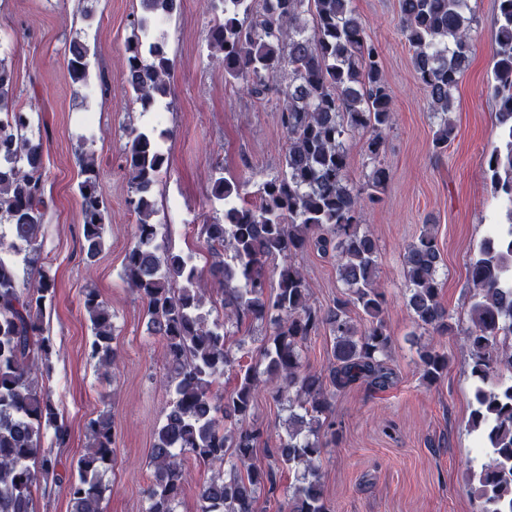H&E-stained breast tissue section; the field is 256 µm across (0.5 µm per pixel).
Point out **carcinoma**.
<instances>
[{
  "mask_svg": "<svg viewBox=\"0 0 512 512\" xmlns=\"http://www.w3.org/2000/svg\"><path fill=\"white\" fill-rule=\"evenodd\" d=\"M219 9L208 32L222 53L224 78L263 98L278 94L280 125L288 140L282 170L263 182L257 202L249 203L242 184L214 178L213 197L224 202V218L201 226L200 234L216 261L211 276L220 285L222 318L208 322L201 312L209 293L189 259L157 243L151 223L153 184L168 166L150 132L131 131L125 155L135 196L129 205L138 220L134 243L124 259V276L145 306L153 335L163 340L166 373L159 383L172 392L156 430L149 465L153 481L145 512H176L187 482L183 458L213 469L199 492L198 512H260V493L276 490L273 467L255 465L268 430L252 422L261 390L279 400L288 394L286 435L268 449L275 462L295 474L278 512H331L317 465L322 448L336 438L332 410L336 394L353 384L375 389L392 385V336L383 319L384 294L377 283L378 244L359 230L358 218L389 180L381 156L382 131L393 122L392 93L384 77L382 53L368 39L352 0H215ZM401 30L413 49V63L432 111L441 116L433 150L448 148L454 126L448 120L453 91L473 51L474 14L469 0H399ZM145 15L134 26L145 33L153 17L175 12L173 0H142ZM499 50L489 84L500 138L483 157L494 195L508 205V228L484 238L467 266L470 324L463 330L471 370L482 383L474 392L471 431L478 434L489 461L472 472L481 512H512V0H498ZM127 82L134 101L146 109L167 95L173 62L166 46L139 36L127 41ZM71 79H88V46L69 45ZM28 113L14 105V78L0 60V512H34L40 479L53 477L72 502V512H104L108 486L104 473L116 455L113 422L107 414L89 425V445L76 465L59 470L61 460L42 445L65 444L67 429L57 423L51 391L39 378L52 369V345L41 317L55 293V278L38 271L32 285L20 282L8 254L36 252L48 200L42 145L26 134ZM362 133L372 168L360 187L348 180L345 141ZM79 185L84 248L95 257L102 247L108 203L100 190L94 159L81 158ZM315 249L333 254L344 296L327 308L311 302V282L293 259ZM282 259L277 287L267 295V263ZM441 253L424 225L404 254L407 306L414 324L437 336L453 331L451 315L439 296ZM83 309L93 338L88 356L108 375L120 356L112 345V311L93 288L83 292ZM365 320L359 327L352 310ZM260 322L270 330L261 364H241L228 344V327ZM332 338L328 375L304 361L305 342L321 331ZM423 380L430 384L448 371L444 350L431 345L418 353ZM237 383L219 394L224 374ZM39 460L40 467L30 462Z\"/></svg>",
  "mask_w": 512,
  "mask_h": 512,
  "instance_id": "obj_1",
  "label": "carcinoma"
}]
</instances>
